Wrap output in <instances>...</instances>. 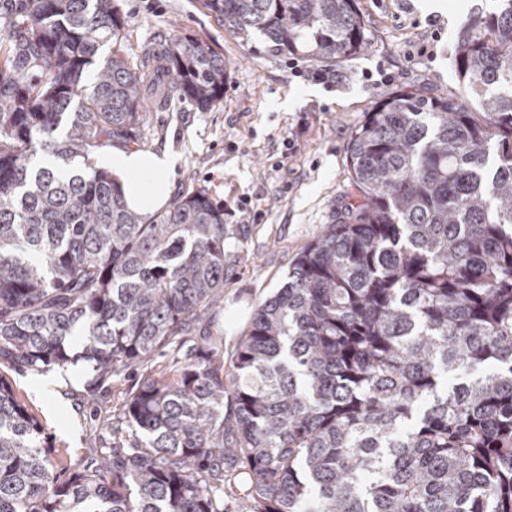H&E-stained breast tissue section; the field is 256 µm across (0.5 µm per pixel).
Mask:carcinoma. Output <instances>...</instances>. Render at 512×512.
<instances>
[{"label":"carcinoma","mask_w":512,"mask_h":512,"mask_svg":"<svg viewBox=\"0 0 512 512\" xmlns=\"http://www.w3.org/2000/svg\"><path fill=\"white\" fill-rule=\"evenodd\" d=\"M224 30L314 61L363 51L356 0H204ZM0 366L138 371L112 446L59 469L0 376V512H512V0L470 17L458 99L365 113L360 194L306 244L234 349L224 208L197 189L144 218L104 147L149 99L200 110L227 64L177 38L149 61L112 0H0ZM170 354L156 371V351Z\"/></svg>","instance_id":"1"}]
</instances>
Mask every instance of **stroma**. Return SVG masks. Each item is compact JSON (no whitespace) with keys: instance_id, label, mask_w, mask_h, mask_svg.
Here are the masks:
<instances>
[{"instance_id":"35a3bbf8","label":"stroma","mask_w":512,"mask_h":512,"mask_svg":"<svg viewBox=\"0 0 512 512\" xmlns=\"http://www.w3.org/2000/svg\"><path fill=\"white\" fill-rule=\"evenodd\" d=\"M357 0L366 49L328 62L331 83L294 76L288 54L262 35L234 39L202 0H114L126 20L118 49L137 59L180 36L222 54L224 96L209 110L171 96L144 114L141 150L177 159L171 194L206 191L224 208V307L214 313L232 350L255 307L280 288L302 247L356 199L347 166L351 136L365 112L388 94L414 88L429 95L462 92L450 61L458 33L494 0ZM294 137V149L284 138ZM29 413L55 449L74 460L91 457L89 436L105 432L138 376L129 372L88 390L85 363L45 373L7 371Z\"/></svg>"}]
</instances>
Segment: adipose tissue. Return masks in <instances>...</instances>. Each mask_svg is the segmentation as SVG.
Masks as SVG:
<instances>
[{
	"instance_id": "ef3b65f1",
	"label": "adipose tissue",
	"mask_w": 512,
	"mask_h": 512,
	"mask_svg": "<svg viewBox=\"0 0 512 512\" xmlns=\"http://www.w3.org/2000/svg\"><path fill=\"white\" fill-rule=\"evenodd\" d=\"M120 182L128 207L141 216H151L169 200V177L175 159L168 154L129 152L120 148L104 155Z\"/></svg>"
}]
</instances>
